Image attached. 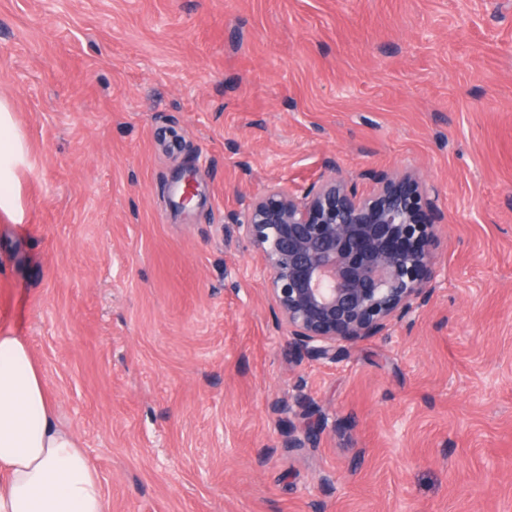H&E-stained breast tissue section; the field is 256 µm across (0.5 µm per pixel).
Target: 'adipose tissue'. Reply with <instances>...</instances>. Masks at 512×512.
I'll list each match as a JSON object with an SVG mask.
<instances>
[{
  "mask_svg": "<svg viewBox=\"0 0 512 512\" xmlns=\"http://www.w3.org/2000/svg\"><path fill=\"white\" fill-rule=\"evenodd\" d=\"M27 152L0 101V211L12 214ZM0 512H110L102 481L63 427L24 337L0 332Z\"/></svg>",
  "mask_w": 512,
  "mask_h": 512,
  "instance_id": "adipose-tissue-1",
  "label": "adipose tissue"
}]
</instances>
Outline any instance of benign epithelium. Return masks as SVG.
Listing matches in <instances>:
<instances>
[{"label": "benign epithelium", "mask_w": 512, "mask_h": 512, "mask_svg": "<svg viewBox=\"0 0 512 512\" xmlns=\"http://www.w3.org/2000/svg\"><path fill=\"white\" fill-rule=\"evenodd\" d=\"M309 188L275 185L231 215L261 251L288 344L334 360L424 305L436 277L433 246L443 213L438 190L385 174L360 194L336 166ZM289 415L284 447L314 448L327 427L311 399L272 408Z\"/></svg>", "instance_id": "1"}]
</instances>
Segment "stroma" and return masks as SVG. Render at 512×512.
I'll list each match as a JSON object with an SVG mask.
<instances>
[{"label": "stroma", "mask_w": 512, "mask_h": 512, "mask_svg": "<svg viewBox=\"0 0 512 512\" xmlns=\"http://www.w3.org/2000/svg\"><path fill=\"white\" fill-rule=\"evenodd\" d=\"M0 99V331L110 512H512V0H0ZM331 162L438 188L437 276L301 360L229 215ZM300 394L327 427L289 450ZM11 108L6 101H0V211L16 214L15 185L17 169L24 161L27 147L17 130Z\"/></svg>", "instance_id": "stroma-1"}]
</instances>
